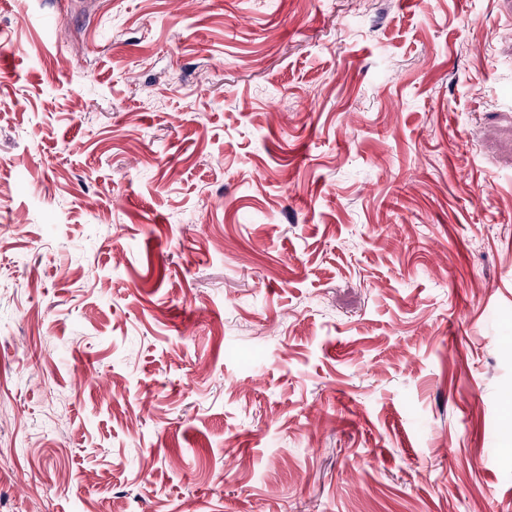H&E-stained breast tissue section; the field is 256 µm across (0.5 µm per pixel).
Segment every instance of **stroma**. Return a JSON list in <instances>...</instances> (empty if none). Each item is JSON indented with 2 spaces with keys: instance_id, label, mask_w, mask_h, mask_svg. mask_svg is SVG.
Masks as SVG:
<instances>
[{
  "instance_id": "35a3bbf8",
  "label": "stroma",
  "mask_w": 512,
  "mask_h": 512,
  "mask_svg": "<svg viewBox=\"0 0 512 512\" xmlns=\"http://www.w3.org/2000/svg\"><path fill=\"white\" fill-rule=\"evenodd\" d=\"M0 512H512V0H0Z\"/></svg>"
}]
</instances>
